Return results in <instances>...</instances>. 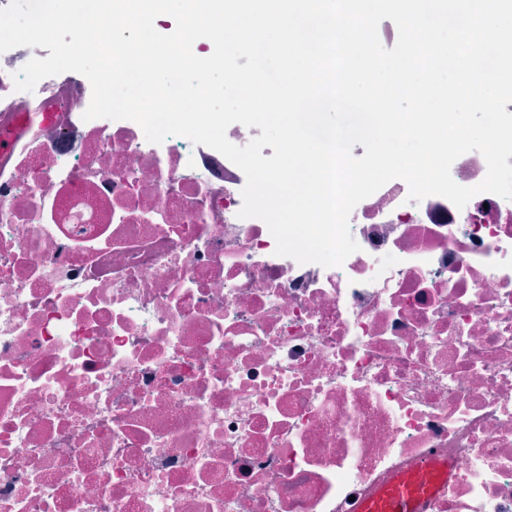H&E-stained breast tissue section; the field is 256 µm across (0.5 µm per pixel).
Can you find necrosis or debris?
<instances>
[{
    "label": "necrosis or debris",
    "instance_id": "1",
    "mask_svg": "<svg viewBox=\"0 0 512 512\" xmlns=\"http://www.w3.org/2000/svg\"><path fill=\"white\" fill-rule=\"evenodd\" d=\"M48 55L0 54V113L48 115L0 156V512H360L398 473L512 512V201L395 179L301 265L216 150L83 120L76 72L16 91Z\"/></svg>",
    "mask_w": 512,
    "mask_h": 512
}]
</instances>
